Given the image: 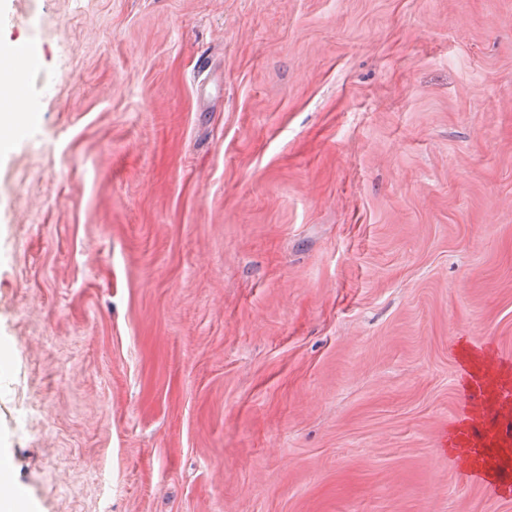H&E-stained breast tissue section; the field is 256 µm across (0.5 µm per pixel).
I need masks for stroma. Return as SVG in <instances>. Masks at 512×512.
<instances>
[{
  "mask_svg": "<svg viewBox=\"0 0 512 512\" xmlns=\"http://www.w3.org/2000/svg\"><path fill=\"white\" fill-rule=\"evenodd\" d=\"M0 457L32 512H512V0H0ZM15 57L11 52L0 51V150L6 151L12 141L14 126L19 117L20 99L11 75ZM458 358L463 368L466 390L479 397L473 405V414L482 417L483 413L497 411V387L508 383L509 370L506 367L493 370L485 353L467 345H460ZM470 418L466 417V420L454 430L449 442L451 448H448V451L459 466L496 481L500 484L502 491L508 494L510 489L512 490L510 481L504 477L507 462L510 459L508 448H488L486 443L473 440L472 430L476 424ZM493 456L504 458L506 462L502 466H497L489 460Z\"/></svg>",
  "mask_w": 512,
  "mask_h": 512,
  "instance_id": "1",
  "label": "stroma"
}]
</instances>
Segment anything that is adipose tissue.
Wrapping results in <instances>:
<instances>
[{"instance_id":"ef3b65f1","label":"adipose tissue","mask_w":512,"mask_h":512,"mask_svg":"<svg viewBox=\"0 0 512 512\" xmlns=\"http://www.w3.org/2000/svg\"><path fill=\"white\" fill-rule=\"evenodd\" d=\"M15 67V57L7 51H0V150L10 147L14 126L19 117V94L11 75ZM458 358L463 368L465 388L477 395L473 419L463 421L450 439V452L462 468L484 475L500 484L502 491L512 490V482L504 477V467L495 465V458L507 457L504 448L493 449L475 440L472 431L476 417L496 411L499 404L498 386L512 380V371L507 368L492 369L485 353L463 345L458 349Z\"/></svg>"}]
</instances>
